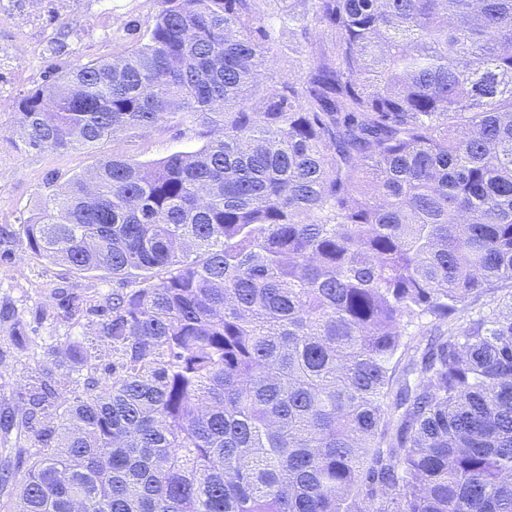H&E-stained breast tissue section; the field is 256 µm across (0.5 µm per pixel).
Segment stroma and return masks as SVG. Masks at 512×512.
I'll use <instances>...</instances> for the list:
<instances>
[{"instance_id": "stroma-1", "label": "stroma", "mask_w": 512, "mask_h": 512, "mask_svg": "<svg viewBox=\"0 0 512 512\" xmlns=\"http://www.w3.org/2000/svg\"><path fill=\"white\" fill-rule=\"evenodd\" d=\"M27 0H9L0 8V44L13 46L14 62L0 66V406L23 414L27 377L41 368L54 369L57 352L76 336L94 337L99 318L81 324L68 321L60 291L91 297L101 304L113 288L111 278H94L53 259L32 254L19 230L47 194L76 174L90 171L102 156L119 152L140 163H152L201 148L207 126H164L149 134L126 133L91 152L25 151L16 124L19 97L42 85L49 75L76 63L107 59L112 39L127 24L145 27L158 12V0H41L33 25L16 16Z\"/></svg>"}]
</instances>
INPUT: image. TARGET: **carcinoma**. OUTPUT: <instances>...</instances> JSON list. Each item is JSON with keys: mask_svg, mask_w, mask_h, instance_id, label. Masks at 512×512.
<instances>
[{"mask_svg": "<svg viewBox=\"0 0 512 512\" xmlns=\"http://www.w3.org/2000/svg\"><path fill=\"white\" fill-rule=\"evenodd\" d=\"M258 2L160 0L19 100L27 150L211 138L22 225L118 287L29 376L11 512H512V0ZM312 27L298 79L265 67ZM320 37L319 29H310L307 34L301 31L286 32L283 34L278 48H274L269 56L272 60L274 67L280 68L284 66L285 59L288 55L291 56V51L288 48L295 47L297 45H305L306 43L315 42Z\"/></svg>", "mask_w": 512, "mask_h": 512, "instance_id": "cac0c4a2", "label": "carcinoma"}]
</instances>
